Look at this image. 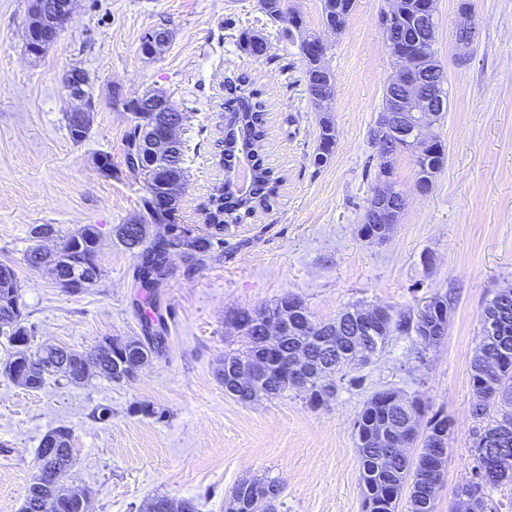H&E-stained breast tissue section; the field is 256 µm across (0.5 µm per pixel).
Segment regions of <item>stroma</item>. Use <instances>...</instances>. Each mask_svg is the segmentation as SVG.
<instances>
[{"label": "stroma", "mask_w": 512, "mask_h": 512, "mask_svg": "<svg viewBox=\"0 0 512 512\" xmlns=\"http://www.w3.org/2000/svg\"><path fill=\"white\" fill-rule=\"evenodd\" d=\"M461 0H437L435 50L448 88V110L432 133L447 164L418 194L410 154L392 159L393 178L408 202L389 237L359 229L381 163L371 130L395 66L382 37L385 0H356L343 30L327 37L324 63L335 77L331 117L336 147L316 167L317 114L303 63L287 36H272L262 59L240 53L238 29L268 33L257 0H75L70 22L36 61L25 52L32 0H0V263L11 265L35 344L90 351L109 336L144 335V315L162 317L165 344L128 383L100 378L75 386L59 376L30 389L0 375V512H20L36 473L35 450L50 430L73 434L75 464L63 481L89 491V512H146L155 496L192 498L201 512H224L238 480L282 481L279 512H363L355 422L365 401L393 388L421 399L426 415L452 423L435 512H448L458 487L473 478V444L483 427L472 413L470 361L481 336V312L499 290L512 289V0H470L479 37L458 65L452 29ZM170 32L165 52L145 58V33ZM90 78L95 104L88 137L74 142L65 114L64 73ZM251 75L269 109L266 161L283 176L272 211L224 233V250L206 264L170 259L171 276L138 303L137 258L112 229L144 215L146 192L127 173L130 121L116 100L166 91L187 112L180 129L187 182L180 224L203 228L205 206L224 171L215 162L224 139V78ZM110 156L111 175L99 157ZM51 224L64 237L93 224L100 232L97 283L61 290L24 255L30 230ZM300 297L313 321L329 322L352 305L412 311L435 293L452 298L441 343L421 350L397 333L362 366L349 369L326 405L295 393L244 404L224 392L217 372L234 309ZM148 403L165 418L135 412ZM112 414L94 419L96 408Z\"/></svg>", "instance_id": "1"}]
</instances>
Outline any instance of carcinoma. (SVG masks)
<instances>
[{
    "label": "carcinoma",
    "mask_w": 512,
    "mask_h": 512,
    "mask_svg": "<svg viewBox=\"0 0 512 512\" xmlns=\"http://www.w3.org/2000/svg\"><path fill=\"white\" fill-rule=\"evenodd\" d=\"M261 12L267 17L276 33L287 32L292 41L298 42L299 52L304 62V81L309 96L320 89L334 84L333 73L323 63L327 47L320 46L312 51L315 33L307 31L303 20L297 14L290 0H258ZM417 0H406L405 17L383 32L384 41L396 40L404 34L406 18L417 9ZM238 47L251 58L268 55L270 40L256 42L255 31L244 30L239 34ZM224 153L218 164L229 173L235 166L239 154H244L252 173L253 185L246 195L226 192V185H219L211 193L205 207L206 220L211 230L204 237L195 234L191 228H184L166 238L149 237L147 224H117L113 228L115 237L124 249L136 254L140 260L137 278L140 288L146 293L170 274L168 258L181 254L190 262L200 264L223 247V233L233 224H242L260 211L271 209L278 196L280 177L267 167L264 161L267 135L268 112L261 93L251 87L244 73L233 74L224 79ZM167 116L179 123L185 121L184 113L173 110L162 112L130 113V129L125 137L124 165L128 174L146 183L153 198L144 200L149 218H154L153 203H173L178 207L183 195L186 178L184 145H179L174 156L165 163L141 151L135 162H130L138 129L144 120L160 122ZM318 144L312 162L320 167L327 163L336 146V130L332 117L318 116ZM418 180L433 179L445 165V151L442 143L430 147L414 158ZM55 231L51 224H39L30 231L31 244L26 253V261L35 267L34 259L41 250L40 241L44 234ZM62 253L63 261L90 263L99 250L100 234L97 227L87 224L69 235ZM293 295L285 294L276 301L259 307H243L231 312V320L243 328L245 347L224 353V359L235 364L242 361L261 359L265 356L264 312L276 316L288 306ZM19 306V286L16 273L9 265L0 264V323L12 319ZM483 314L494 317L496 330H487V322H482V336L471 360L470 379L475 396V413L484 415L493 408L497 416L478 434L474 442L476 471L482 473L479 481L458 488L453 512H485L486 491L505 481H512V403L502 405L494 399L497 392L512 393V290L497 293L489 300ZM448 327V319L437 323L430 319L422 307L412 312L394 313L387 311L386 324L376 326L371 331V351L378 353L394 333H404L416 337L427 334L442 339ZM165 324L161 319L146 325V335L136 341L132 355L125 356L115 349L122 341L105 337L89 353L69 347L46 345L34 351L30 342L34 337L31 327L17 324L9 341L15 347L3 363L1 375L31 389L40 388L46 377L61 374L71 383L81 385L91 376L104 380L130 381L158 353L165 340ZM309 345L308 364H321L327 370L338 374L348 367L362 363L351 353L349 337L330 335L321 330L305 327V321L297 320L288 328L280 346L293 353L301 345ZM281 372L267 383L263 394L268 397L281 396L294 391L308 404L316 407L323 402L320 390L315 386L298 389L289 384L285 363H280ZM421 411L418 401L399 396L395 402L388 401L384 390L374 393L365 403L356 421L358 454L361 461L360 480L364 500L370 502L371 512H396L397 502L404 490H409V512H434L436 490L442 479L444 458L451 431L448 417L435 414L424 426V439L418 456L411 460L397 453L387 445L368 441L369 432L389 420L398 422L410 411ZM509 430V438L502 439L501 432ZM71 431L58 428L47 434L36 449L37 473L25 488L31 505V512H76L87 490L80 486H68L54 479L56 472L67 470L73 462ZM283 492L282 484L272 478H243L232 488L224 501V512H239L246 508L249 512H269L277 508L279 501L272 498V491ZM159 505L158 512H199V504L192 498H178L160 495L154 498Z\"/></svg>",
    "instance_id": "cac0c4a2"
}]
</instances>
